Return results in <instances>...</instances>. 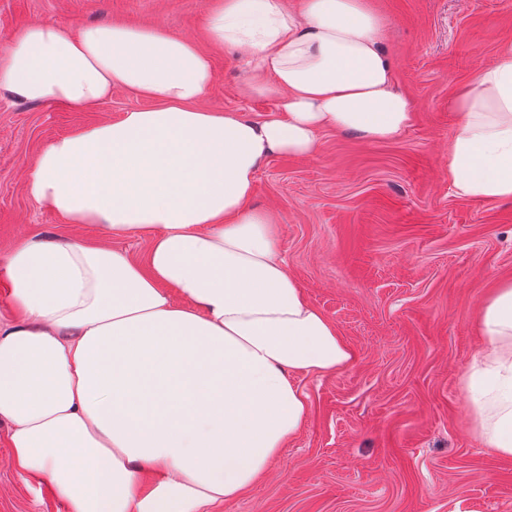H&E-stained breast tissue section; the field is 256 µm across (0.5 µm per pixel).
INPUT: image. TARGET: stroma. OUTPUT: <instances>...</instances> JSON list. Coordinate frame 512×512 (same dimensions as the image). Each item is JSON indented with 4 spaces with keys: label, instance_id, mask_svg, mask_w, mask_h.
<instances>
[{
    "label": "stroma",
    "instance_id": "obj_1",
    "mask_svg": "<svg viewBox=\"0 0 512 512\" xmlns=\"http://www.w3.org/2000/svg\"><path fill=\"white\" fill-rule=\"evenodd\" d=\"M210 0H0V51L40 21L160 25L211 57L206 109L261 120L267 97L243 98L246 50L213 45ZM384 19L394 87L415 119L394 140L327 131L311 156L274 155L253 202L280 220L281 256L308 300L355 358L338 372L299 376L306 420L266 477L206 512H512V457L475 431L460 379L483 350L478 312L512 281V199L464 200L444 175L460 117L450 100L512 47V0H370ZM148 99L114 90L75 112L0 93V261L23 236L79 235L143 259L150 235L73 225L30 199L26 181L55 137L121 119ZM0 423V512H65L46 486L8 464Z\"/></svg>",
    "mask_w": 512,
    "mask_h": 512
}]
</instances>
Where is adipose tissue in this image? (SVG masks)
I'll list each match as a JSON object with an SVG mask.
<instances>
[{
    "mask_svg": "<svg viewBox=\"0 0 512 512\" xmlns=\"http://www.w3.org/2000/svg\"><path fill=\"white\" fill-rule=\"evenodd\" d=\"M385 22L367 0H213L207 34L246 49L242 97L276 114L201 108L214 71L196 43L121 23L34 22L0 52V89L90 108L117 88L151 100L52 139L27 188L72 224L146 230L145 261L84 238L26 236L0 264V422L9 464L65 512H203L259 483L301 429L302 374L354 359L281 253L279 217L252 206L271 155L322 132L388 141L414 121L393 88ZM445 175L462 199H512V48L462 88ZM484 352L461 379L487 445L512 456V282L483 303Z\"/></svg>",
    "mask_w": 512,
    "mask_h": 512,
    "instance_id": "obj_1",
    "label": "adipose tissue"
}]
</instances>
